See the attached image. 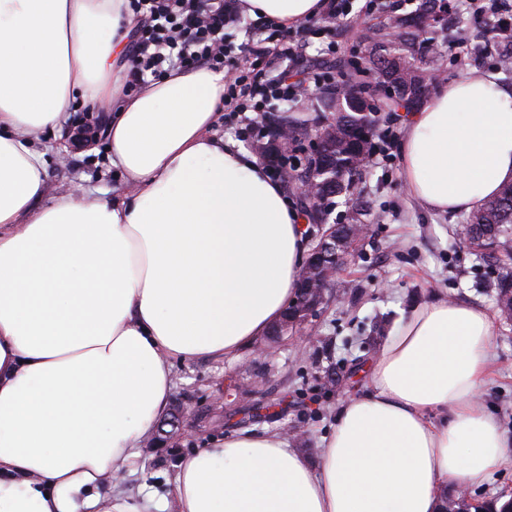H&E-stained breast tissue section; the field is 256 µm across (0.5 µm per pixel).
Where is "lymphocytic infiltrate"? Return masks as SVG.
<instances>
[{
  "label": "lymphocytic infiltrate",
  "instance_id": "lymphocytic-infiltrate-1",
  "mask_svg": "<svg viewBox=\"0 0 512 512\" xmlns=\"http://www.w3.org/2000/svg\"><path fill=\"white\" fill-rule=\"evenodd\" d=\"M240 0H129L134 21L132 64L124 85L126 95L138 92L146 78L161 79L173 70L206 65L226 70L225 104L249 113L250 137L261 131L258 112L272 100L296 101L297 85L288 83L279 69L283 57L296 54L303 39L282 38L272 28L271 38L254 39L248 49L250 64L232 60L224 49V30L241 19Z\"/></svg>",
  "mask_w": 512,
  "mask_h": 512
}]
</instances>
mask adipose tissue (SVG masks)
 I'll return each instance as SVG.
<instances>
[{
  "instance_id": "1",
  "label": "adipose tissue",
  "mask_w": 512,
  "mask_h": 512,
  "mask_svg": "<svg viewBox=\"0 0 512 512\" xmlns=\"http://www.w3.org/2000/svg\"><path fill=\"white\" fill-rule=\"evenodd\" d=\"M286 27L322 0H243ZM127 0H0V512H137L115 486L154 432L177 361L233 357L294 299L305 219L218 137L225 73L172 71L125 97ZM111 111L126 191L46 193L38 136L75 99ZM402 176L427 210L470 212L512 181V89L473 70L406 124ZM494 318L430 300L369 362L310 465L244 430L178 466L179 512H439L512 467L481 401Z\"/></svg>"
}]
</instances>
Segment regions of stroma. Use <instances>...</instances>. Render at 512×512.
<instances>
[{
  "label": "stroma",
  "mask_w": 512,
  "mask_h": 512,
  "mask_svg": "<svg viewBox=\"0 0 512 512\" xmlns=\"http://www.w3.org/2000/svg\"><path fill=\"white\" fill-rule=\"evenodd\" d=\"M369 2L350 0L349 13L341 20L344 37L336 50H329L325 31L313 21L302 54L283 61L291 82L301 86L299 108L308 106L315 90L314 60L347 58L360 50L357 30L378 21L367 11ZM448 6L459 27L449 42L445 81L475 68L495 70L492 58L477 61L472 56L481 32L490 27L488 15L474 12L464 0H448ZM408 120L402 109L382 123L394 147L390 157L372 158L367 167L368 233L342 271L348 292L277 343L260 336L230 360L174 362L166 411L181 417L178 440L171 448L142 446L118 485L139 512H178V464L197 449L217 446L242 430L283 435L301 428L304 438L295 448L315 459L323 437L335 425L340 404L369 389L366 366L375 351L359 347L354 339L368 335L371 325H378L380 338L388 339L410 308L434 298L493 309L494 276L464 242L465 214L425 210L407 192L400 143ZM41 142L51 157L49 193L70 184L113 195L124 190L106 136L82 149L71 147L63 132H44ZM260 346L266 353L258 359L254 353ZM492 346L497 368L483 388V398L512 434V323L496 321Z\"/></svg>",
  "instance_id": "stroma-1"
}]
</instances>
